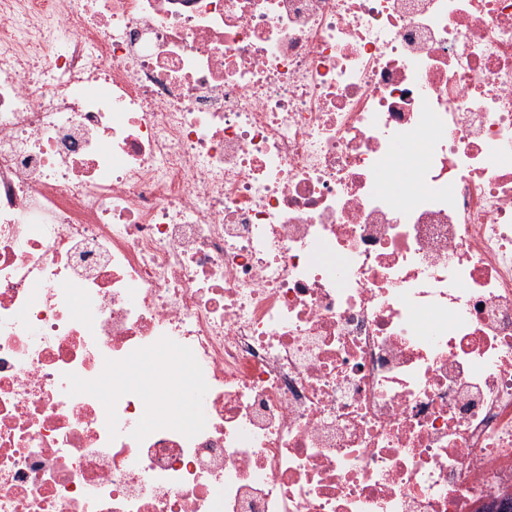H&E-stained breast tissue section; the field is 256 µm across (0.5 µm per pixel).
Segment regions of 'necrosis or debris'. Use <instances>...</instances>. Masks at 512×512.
<instances>
[{
	"mask_svg": "<svg viewBox=\"0 0 512 512\" xmlns=\"http://www.w3.org/2000/svg\"><path fill=\"white\" fill-rule=\"evenodd\" d=\"M512 499V0H0V512Z\"/></svg>",
	"mask_w": 512,
	"mask_h": 512,
	"instance_id": "4bbe7bcc",
	"label": "necrosis or debris"
}]
</instances>
